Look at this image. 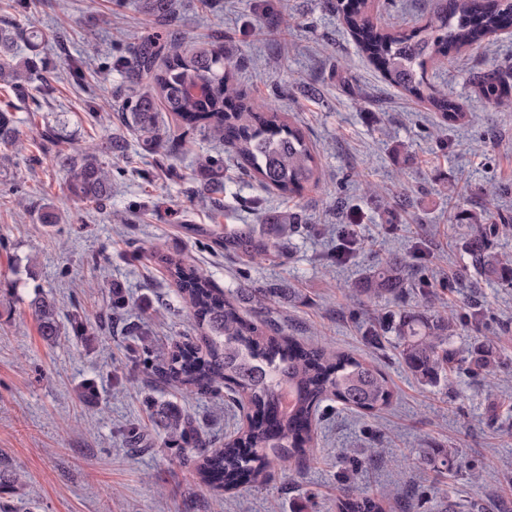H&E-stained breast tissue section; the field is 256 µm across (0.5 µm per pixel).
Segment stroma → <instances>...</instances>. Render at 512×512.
Masks as SVG:
<instances>
[{"instance_id":"35a3bbf8","label":"stroma","mask_w":512,"mask_h":512,"mask_svg":"<svg viewBox=\"0 0 512 512\" xmlns=\"http://www.w3.org/2000/svg\"><path fill=\"white\" fill-rule=\"evenodd\" d=\"M292 20L277 24L280 3ZM434 0H373L386 23L411 29ZM142 16L130 0H0V23L43 34L48 82L25 96L0 90V109L14 112L21 149L0 150V463L24 484L0 499L6 512H336L338 460L354 458L360 490L390 498V512H441L423 457L453 452L448 480L455 512H512V286L482 283L461 244H449L448 212L481 213L485 192L499 191L498 209L512 216V111L488 105L469 76L499 71L512 86V30L480 50L456 54L429 72L447 88L465 119L453 126L386 82L357 49L327 0H175L158 29L190 48L217 43L238 63L237 83L249 95L275 96L287 120L302 126L319 151L321 175L296 202L262 187L218 142L196 131L174 153L146 150L119 120L91 115L121 104L124 82L113 60L126 54ZM66 122V149L79 152L115 136L126 149L105 155L112 199L96 208L69 194L67 173L52 163L57 147L33 131L34 115ZM224 167V209L213 215L200 195L198 157ZM464 188L450 201L448 185ZM52 204L61 220L42 224ZM293 210L302 222L280 254L257 263L229 255L212 236L224 224H259L269 211ZM372 249L344 258V232ZM180 254L230 292L279 284L295 299L272 313L279 329L302 340H325L380 369L394 397L377 416L333 401L318 412L317 461L273 470L262 487L230 497L200 485L191 444L173 440L153 408L188 416L220 447L243 414L223 394L188 395L153 385L154 348L198 331L152 246ZM408 255L414 285L402 306H416L418 284L437 290L441 310L465 316L455 345L467 353L493 338L502 354L494 389L481 376L452 375L448 388L425 387L402 367L391 340L373 344L366 329L382 310L345 294L360 275L388 257ZM130 304L117 329L74 335L75 313L106 311L113 292ZM58 303L67 332L42 339L29 307L36 293Z\"/></svg>"}]
</instances>
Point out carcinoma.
I'll list each match as a JSON object with an SVG mask.
<instances>
[{"instance_id":"1","label":"carcinoma","mask_w":512,"mask_h":512,"mask_svg":"<svg viewBox=\"0 0 512 512\" xmlns=\"http://www.w3.org/2000/svg\"><path fill=\"white\" fill-rule=\"evenodd\" d=\"M366 0H336L348 32L359 50L382 76L406 95L424 101L445 123L464 118L458 103L445 89L428 81V69L453 58L464 47H481L497 32L512 25V0H435L425 23L409 32L398 30L365 10ZM137 8L149 26L170 16L174 0H137ZM43 35L31 28L20 31L0 27V86L23 92L38 72V48ZM25 43L30 54L18 50ZM128 94L121 107V123L130 128L150 150L173 148L178 140L161 125L162 113L176 116L182 126L197 129L227 148L240 168L266 189L295 200L319 180L318 154L306 132L286 120L271 97L249 96L238 89L235 65L224 59L220 48L182 50L172 35L151 31L137 38L131 55L118 61ZM481 97L491 106L512 108V92L496 73L477 76ZM16 116L0 110V146L18 147ZM124 140L78 153L58 151L53 161L69 175L68 190L89 204H101L112 195V176L102 161L105 153L122 152ZM207 197L221 205L224 172L210 158L200 165ZM496 207L489 195L486 210L448 213V230L458 224L471 226L464 249L475 273L487 281L512 284V260L493 247L500 225L488 223ZM298 223L297 214L271 212L259 226L230 227L216 233L215 243L226 252L254 260L268 259ZM156 258L192 309L199 342L187 341L157 349V378L178 384L190 393L222 388L230 399L250 412L248 421L224 436V446L210 448L196 440L199 452L195 471L200 481L227 494L265 482L275 466L288 469L317 457L316 420L321 404L334 400L366 416H374L393 398L387 377L377 368L324 343L303 344L281 335L265 320L247 317L260 314L279 301L283 289L275 285L243 287L225 298L210 277L179 255L157 247ZM412 264L405 256H393L353 284L355 294L374 305L382 299L399 298L409 286ZM435 292L422 290L421 307L400 309L385 319L395 333L399 359L422 385L435 387L459 369L453 348L458 325L435 310ZM40 335L55 341L62 334L57 303L46 294L29 303ZM477 370L487 379L498 367L494 344L480 343L472 353ZM160 424L168 436L183 438L192 431L189 418L169 408L160 410ZM429 469L441 481L437 493L448 497V472L455 465L450 451L426 458ZM20 478L0 468V494H18ZM383 493L358 492L350 486L336 497V512H388Z\"/></svg>"}]
</instances>
